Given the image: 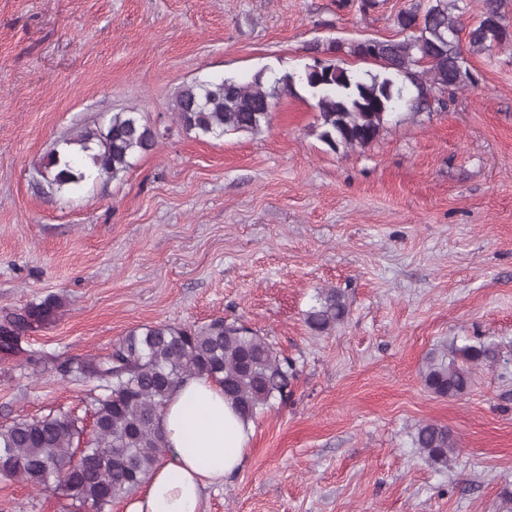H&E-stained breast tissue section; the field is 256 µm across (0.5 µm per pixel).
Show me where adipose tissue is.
Instances as JSON below:
<instances>
[{
	"label": "adipose tissue",
	"mask_w": 512,
	"mask_h": 512,
	"mask_svg": "<svg viewBox=\"0 0 512 512\" xmlns=\"http://www.w3.org/2000/svg\"><path fill=\"white\" fill-rule=\"evenodd\" d=\"M158 425L170 450L147 477L142 497L126 512H203L205 490L224 485L241 470L254 434L224 398L217 382L185 379L171 394Z\"/></svg>",
	"instance_id": "ef3b65f1"
}]
</instances>
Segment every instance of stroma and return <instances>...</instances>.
<instances>
[{
	"label": "stroma",
	"mask_w": 512,
	"mask_h": 512,
	"mask_svg": "<svg viewBox=\"0 0 512 512\" xmlns=\"http://www.w3.org/2000/svg\"><path fill=\"white\" fill-rule=\"evenodd\" d=\"M413 0H0V312L60 296L23 351L102 354L131 329L215 318L296 364L255 421L247 461L204 512H512V47L471 56L477 84L401 109L363 148L330 150L303 85L256 133L196 137L172 101L197 80L303 73L313 41L395 35ZM137 107L156 145L117 179L51 192L42 158ZM328 288L349 312L317 334ZM501 344L470 389L429 392L427 356ZM90 387L0 353V425L70 410ZM458 449L427 463L419 424ZM0 512H84L0 479Z\"/></svg>",
	"instance_id": "obj_1"
}]
</instances>
